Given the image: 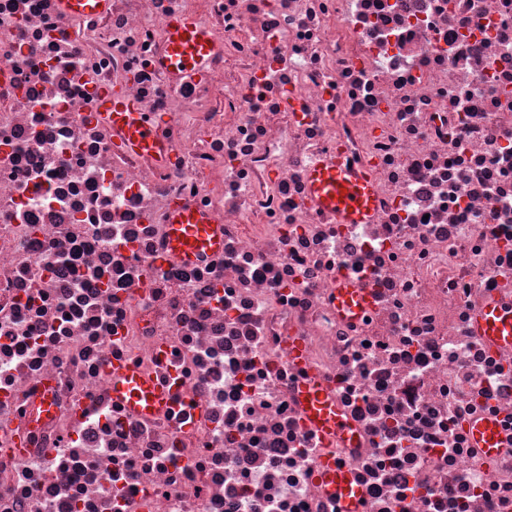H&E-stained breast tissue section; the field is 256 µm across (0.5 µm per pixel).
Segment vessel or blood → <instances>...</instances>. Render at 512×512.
I'll list each match as a JSON object with an SVG mask.
<instances>
[{"label":"vessel or blood","mask_w":512,"mask_h":512,"mask_svg":"<svg viewBox=\"0 0 512 512\" xmlns=\"http://www.w3.org/2000/svg\"><path fill=\"white\" fill-rule=\"evenodd\" d=\"M167 29L169 46L161 62L162 69L176 80L204 70L213 53L207 29L189 17L169 20ZM99 105L113 128L123 132L130 150L163 157L164 145L156 135L154 124L145 120L132 102L107 95ZM307 180L314 203L335 215L337 223H368L376 193L371 178L353 174L332 158L313 165ZM221 244V228L211 213L174 209L167 243L172 255L192 262ZM336 304L343 313L354 317L371 307L372 294L368 289L342 281L336 285ZM478 325L482 336L512 345V303L487 307L480 313ZM178 394L177 387L159 384L129 366L117 367L112 373L113 397L140 415L155 414L172 404ZM300 402L306 419L324 438L350 434L349 420L337 412L323 386L315 382L303 383ZM474 436L488 456L497 455L499 437L493 423L477 425ZM318 472L330 495L335 497L338 512H362V490L348 466L325 456L319 460Z\"/></svg>","instance_id":"b4317fda"}]
</instances>
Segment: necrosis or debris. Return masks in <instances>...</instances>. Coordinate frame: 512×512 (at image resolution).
I'll return each mask as SVG.
<instances>
[{
	"label": "necrosis or debris",
	"mask_w": 512,
	"mask_h": 512,
	"mask_svg": "<svg viewBox=\"0 0 512 512\" xmlns=\"http://www.w3.org/2000/svg\"><path fill=\"white\" fill-rule=\"evenodd\" d=\"M215 46L173 80L166 22ZM156 121L163 161L99 106ZM377 183L368 224L309 199L319 159ZM222 249H167L173 204ZM370 288L345 318L334 285ZM512 0H0V512H512ZM186 402L140 417L110 366ZM324 384L352 437L300 410ZM494 423L487 457L472 430ZM479 332L489 340L512 345V303L489 306L478 317ZM318 472L327 491L336 497L338 512L362 511V490L353 480L348 466L337 463L331 456H324L319 460Z\"/></svg>",
	"instance_id": "4bbe7bcc"
}]
</instances>
